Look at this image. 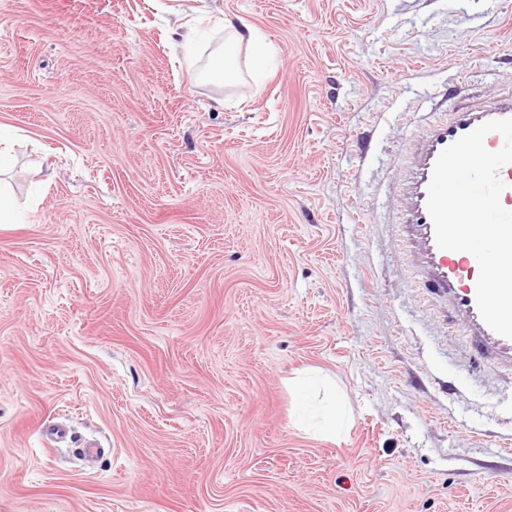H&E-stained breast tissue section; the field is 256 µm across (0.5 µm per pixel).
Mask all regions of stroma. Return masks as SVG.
Segmentation results:
<instances>
[{"label":"stroma","mask_w":512,"mask_h":512,"mask_svg":"<svg viewBox=\"0 0 512 512\" xmlns=\"http://www.w3.org/2000/svg\"><path fill=\"white\" fill-rule=\"evenodd\" d=\"M226 20L263 82L206 78ZM509 90L512 0H0V512H512V369L390 221L394 154Z\"/></svg>","instance_id":"35a3bbf8"}]
</instances>
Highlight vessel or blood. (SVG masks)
Returning a JSON list of instances; mask_svg holds the SVG:
<instances>
[{
	"label": "vessel or blood",
	"instance_id": "vessel-or-blood-1",
	"mask_svg": "<svg viewBox=\"0 0 512 512\" xmlns=\"http://www.w3.org/2000/svg\"><path fill=\"white\" fill-rule=\"evenodd\" d=\"M512 118V93L491 105L449 110L445 120L427 126L411 144L401 166L406 172L404 204L396 219L408 239L416 241L419 275L445 298L477 350L486 357L512 364V339L495 333L483 321L476 303L479 266L473 255L437 246L427 210L428 186L440 153L482 123Z\"/></svg>",
	"mask_w": 512,
	"mask_h": 512
}]
</instances>
